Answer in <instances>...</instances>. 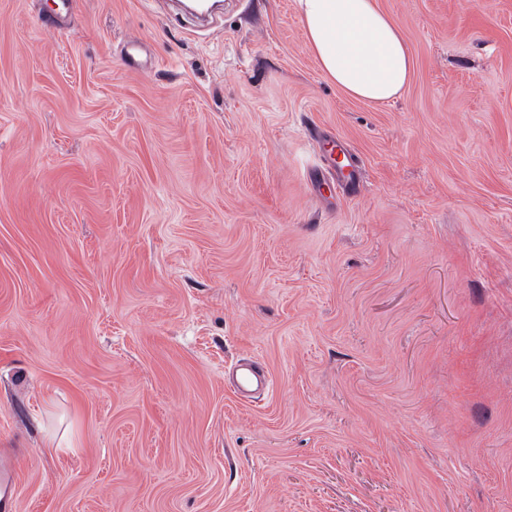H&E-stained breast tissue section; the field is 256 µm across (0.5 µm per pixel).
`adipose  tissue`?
<instances>
[{
	"instance_id": "ef3b65f1",
	"label": "adipose tissue",
	"mask_w": 512,
	"mask_h": 512,
	"mask_svg": "<svg viewBox=\"0 0 512 512\" xmlns=\"http://www.w3.org/2000/svg\"><path fill=\"white\" fill-rule=\"evenodd\" d=\"M307 43L324 76L350 96L386 102L413 67L405 39L377 0H296Z\"/></svg>"
}]
</instances>
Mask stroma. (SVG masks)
<instances>
[{
    "mask_svg": "<svg viewBox=\"0 0 512 512\" xmlns=\"http://www.w3.org/2000/svg\"><path fill=\"white\" fill-rule=\"evenodd\" d=\"M378 4L414 62L384 103L323 76L296 0L211 31L77 0L60 33L0 0L16 512H512V0ZM269 374L264 365L257 360L247 358L237 366L233 377V387L242 397L249 395L269 385Z\"/></svg>",
    "mask_w": 512,
    "mask_h": 512,
    "instance_id": "35a3bbf8",
    "label": "stroma"
}]
</instances>
